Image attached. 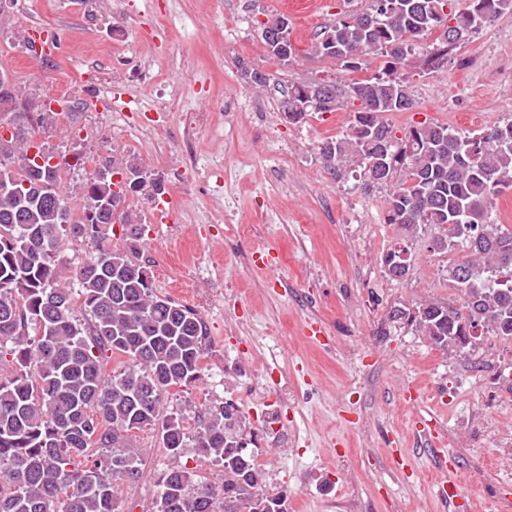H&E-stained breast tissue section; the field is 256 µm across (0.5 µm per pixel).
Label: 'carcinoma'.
Returning a JSON list of instances; mask_svg holds the SVG:
<instances>
[{
    "mask_svg": "<svg viewBox=\"0 0 512 512\" xmlns=\"http://www.w3.org/2000/svg\"><path fill=\"white\" fill-rule=\"evenodd\" d=\"M512 8V0H370V7L333 20L316 39L315 54L346 70L382 66L341 90L324 79L288 81L278 112L298 123L310 112H333L339 98L360 101L354 122L318 147L331 180L364 194L387 191V223L400 240L381 257L385 274L400 250L430 232L429 248L457 252L448 278L460 293L451 305L427 297L413 309L393 307L389 318L415 322L429 342L449 356L465 352L462 337L473 327L512 342V227L492 222L495 198L512 188V118L473 136L446 125L420 123L402 136L383 121L387 112L414 108L404 72L436 69L437 61L479 28ZM288 48L267 49L288 66L296 55L288 18L271 13L258 22ZM439 31L428 49L421 39ZM22 88L0 72V118L14 132L0 135V184L41 183L36 194L0 191V512H120L117 487L140 481L142 458L135 433L160 436L170 464L163 470L155 512H288V495L266 490V469L238 441L254 436L239 409L205 408L195 431L181 410L167 411L170 389L201 378L208 355L206 323L195 309L156 292L141 274L145 226L125 206L112 181L90 174L78 186L85 210L106 202L98 221L74 223L50 147L35 142L34 122L53 112H30ZM140 181L134 191L157 188L130 159L102 164ZM121 226L124 249L105 245ZM71 234L96 242L95 254L71 273L56 263L57 245ZM90 316L84 324L76 307ZM127 358L107 372L106 352ZM224 474L220 490L201 482L181 462L184 449Z\"/></svg>",
    "mask_w": 512,
    "mask_h": 512,
    "instance_id": "carcinoma-1",
    "label": "carcinoma"
}]
</instances>
